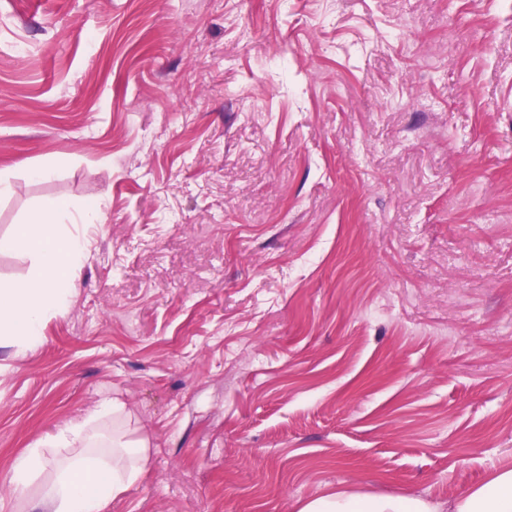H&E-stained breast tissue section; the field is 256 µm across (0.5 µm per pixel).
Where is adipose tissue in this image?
I'll use <instances>...</instances> for the list:
<instances>
[{"mask_svg":"<svg viewBox=\"0 0 512 512\" xmlns=\"http://www.w3.org/2000/svg\"><path fill=\"white\" fill-rule=\"evenodd\" d=\"M99 212L91 201H47L29 213L14 235L0 238L1 252L23 249L33 259L27 279L0 285V339L17 353L35 347L46 317L68 312L73 282L89 259L80 237L62 233L60 219L70 215L95 224ZM126 416L121 399L101 400L53 438V447L67 451L55 467H48L37 447L16 458L12 489L27 486L49 468L53 479L35 504L37 512H107L142 478L149 462L151 442L128 432ZM107 421L112 424L108 435L102 431ZM296 512H512V466L494 471L467 495L444 505L422 497L339 489L300 502Z\"/></svg>","mask_w":512,"mask_h":512,"instance_id":"1","label":"adipose tissue"}]
</instances>
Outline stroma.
Wrapping results in <instances>:
<instances>
[{"mask_svg": "<svg viewBox=\"0 0 512 512\" xmlns=\"http://www.w3.org/2000/svg\"><path fill=\"white\" fill-rule=\"evenodd\" d=\"M31 2L0 0V236L103 220L62 227L68 313L0 346V489L112 392L151 456L109 512L512 465V0Z\"/></svg>", "mask_w": 512, "mask_h": 512, "instance_id": "obj_1", "label": "stroma"}]
</instances>
